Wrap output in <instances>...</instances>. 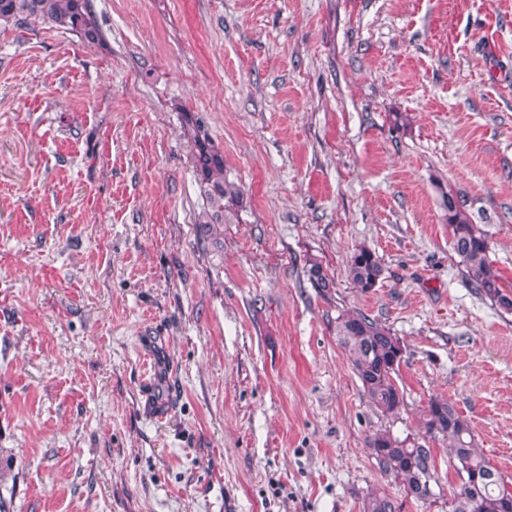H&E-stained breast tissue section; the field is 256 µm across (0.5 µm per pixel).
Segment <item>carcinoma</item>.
<instances>
[{"mask_svg": "<svg viewBox=\"0 0 512 512\" xmlns=\"http://www.w3.org/2000/svg\"><path fill=\"white\" fill-rule=\"evenodd\" d=\"M24 17L41 20L71 31L92 44L105 42L89 5V0H0V20ZM195 144L194 167L210 209L198 216L197 224L214 240L224 235V225L238 219L244 193L241 187L224 177V158L208 138L201 134V124L191 112L183 115ZM440 205L451 230V246L463 266L465 276L475 290L492 304L512 311V293L503 288L501 276L489 258L486 231L475 222L464 197L439 185ZM348 278L354 287L369 292L382 280L384 269L376 253L367 246L357 247L348 260ZM336 336L362 384L369 402L383 416L397 419L404 398L396 387L393 374L398 370L403 343L389 328L362 312L338 318ZM421 423L433 438L448 442L453 468L475 476L461 482L453 492L452 512H512V491L503 476L491 467L475 446L472 427L453 405L432 399L422 411ZM366 447L379 467L402 484L404 499H420L411 492L433 476L431 449L407 445V440L389 432H376L366 440ZM403 503L383 491L370 493L364 512H402Z\"/></svg>", "mask_w": 512, "mask_h": 512, "instance_id": "carcinoma-1", "label": "carcinoma"}]
</instances>
